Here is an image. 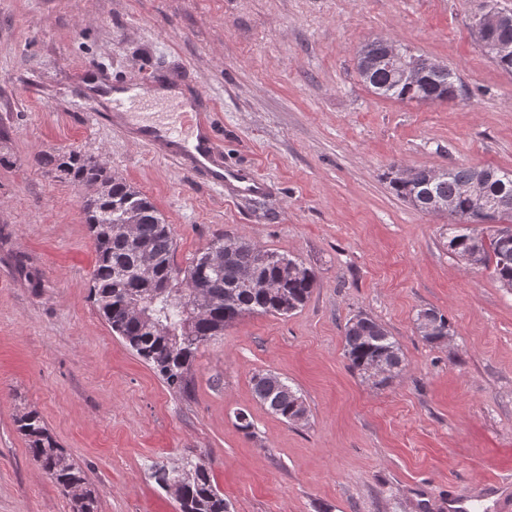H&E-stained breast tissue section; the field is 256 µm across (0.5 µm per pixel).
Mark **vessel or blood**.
Masks as SVG:
<instances>
[{
    "label": "vessel or blood",
    "mask_w": 512,
    "mask_h": 512,
    "mask_svg": "<svg viewBox=\"0 0 512 512\" xmlns=\"http://www.w3.org/2000/svg\"><path fill=\"white\" fill-rule=\"evenodd\" d=\"M123 120L131 126L138 141L176 161L196 178L218 187L236 182L244 194L264 193V182L257 180L249 172L225 168L224 147L211 122H202L198 141L192 144L181 134L182 119L146 122L127 113Z\"/></svg>",
    "instance_id": "b4317fda"
}]
</instances>
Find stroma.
<instances>
[{
    "label": "stroma",
    "instance_id": "stroma-1",
    "mask_svg": "<svg viewBox=\"0 0 512 512\" xmlns=\"http://www.w3.org/2000/svg\"><path fill=\"white\" fill-rule=\"evenodd\" d=\"M486 0H0V512H72L15 420L38 411L86 472L98 512H177L151 476L207 454L230 512H512V290L443 246L449 218L398 199L388 172L454 164L512 170V73L471 28ZM391 39L448 65L466 99L377 95L363 43ZM166 84L204 95L224 164L266 194L198 181L107 118L87 85ZM76 150L144 193L191 258L244 235L311 267L290 316L246 315L200 347L177 394L112 333L90 299L96 255L81 212L93 189L38 154ZM444 314L427 343L419 310ZM366 313L405 368L352 372L347 320ZM302 396L284 422L251 378ZM248 411L253 436L237 426Z\"/></svg>",
    "mask_w": 512,
    "mask_h": 512
}]
</instances>
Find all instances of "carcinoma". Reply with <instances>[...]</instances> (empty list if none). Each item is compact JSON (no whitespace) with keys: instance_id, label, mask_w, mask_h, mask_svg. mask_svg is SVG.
Wrapping results in <instances>:
<instances>
[{"instance_id":"1","label":"carcinoma","mask_w":512,"mask_h":512,"mask_svg":"<svg viewBox=\"0 0 512 512\" xmlns=\"http://www.w3.org/2000/svg\"><path fill=\"white\" fill-rule=\"evenodd\" d=\"M422 79L408 84L396 74L379 67L364 78L373 91L385 98L400 101L435 102L457 98L464 93L453 69L442 64L434 67L430 60L418 56ZM38 163L57 173L58 178L73 183L96 186L99 191L82 201V211L96 252L90 296L99 315L112 332L140 358L148 363L171 390L184 394L191 383V371L199 347L224 335V328L245 314L286 316L309 299L317 278L312 268L283 253L266 249L252 240L235 237V248L224 254L220 263L212 254L224 248V238L217 237L190 263L175 264L176 244L165 219L143 193L125 180L110 176L102 165L78 151L40 154ZM475 168L458 165L449 168L444 178L429 187L440 200L455 201L454 223L448 225L446 246L457 259H473L471 267L491 271L502 287L512 289V239L484 236L479 229L476 206L459 193V186L473 179ZM427 170L421 169L409 184L400 177L390 180L395 194L403 199L426 182ZM490 198L512 199V179L491 181L485 186ZM135 224V237L127 238L120 225ZM148 252L153 272L145 277L140 270V254ZM298 270L290 272L288 265ZM190 278L197 294H183L177 283L169 282L171 273ZM270 281L277 287H258ZM141 305L142 316L129 315L133 302ZM438 331H420L430 344L448 340V318L433 311ZM343 344L349 368L368 377V367L376 361L384 364L386 374L377 384L385 385L405 368L398 343L371 316L358 313L349 318L343 329ZM254 393L267 410L292 421L306 414L298 391L279 376L257 372L252 376ZM17 430L27 443L38 466L54 481L62 495L71 499L73 512H97L96 497L85 471L74 464L59 448L43 417L28 411L16 419ZM154 477L161 487L166 480L181 484L180 512H228V503L212 483L208 463L199 458L168 470L159 469Z\"/></svg>"}]
</instances>
